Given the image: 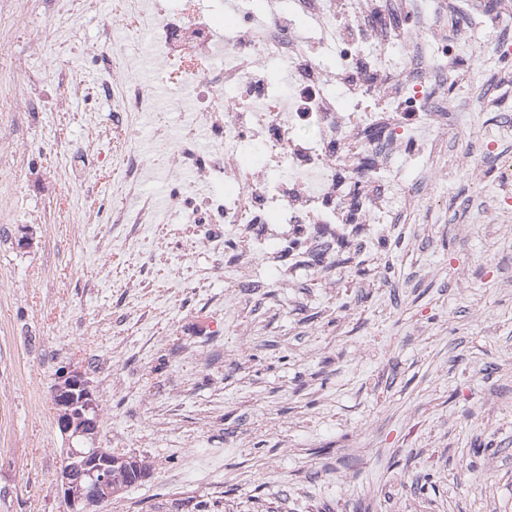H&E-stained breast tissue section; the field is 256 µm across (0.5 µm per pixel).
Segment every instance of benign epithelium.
Wrapping results in <instances>:
<instances>
[{"mask_svg": "<svg viewBox=\"0 0 512 512\" xmlns=\"http://www.w3.org/2000/svg\"><path fill=\"white\" fill-rule=\"evenodd\" d=\"M89 392L82 370L69 367L58 377L53 392V403L59 430L73 440H92L96 431H73L64 416L73 408H91ZM59 493L68 506V512H101V506L112 499V473L107 453L100 448L66 449V461L58 484Z\"/></svg>", "mask_w": 512, "mask_h": 512, "instance_id": "benign-epithelium-1", "label": "benign epithelium"}]
</instances>
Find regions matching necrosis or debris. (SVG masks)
<instances>
[{
  "mask_svg": "<svg viewBox=\"0 0 512 512\" xmlns=\"http://www.w3.org/2000/svg\"><path fill=\"white\" fill-rule=\"evenodd\" d=\"M208 2L114 0L95 85L58 74L52 106L111 101L125 141L111 223L167 212L199 232L217 274L226 224L239 227L245 255L277 264L337 225L388 223L387 177L436 154L449 110L475 109L456 77L459 48L512 58V20L485 0H231L225 32ZM147 60L157 82L137 78ZM141 116L157 145L148 156ZM159 170L176 178L162 204L137 193Z\"/></svg>",
  "mask_w": 512,
  "mask_h": 512,
  "instance_id": "1",
  "label": "necrosis or debris"
}]
</instances>
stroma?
<instances>
[{"label": "stroma", "instance_id": "obj_1", "mask_svg": "<svg viewBox=\"0 0 512 512\" xmlns=\"http://www.w3.org/2000/svg\"><path fill=\"white\" fill-rule=\"evenodd\" d=\"M110 9H76L42 51L0 29V50L34 82L50 61L92 76ZM456 68L492 104L426 160L422 192L384 183L398 223L341 254L312 241L286 274L257 263L245 290L232 225L217 280L175 225L84 223L86 202L112 209L115 134L80 152L81 113L106 101L0 112V512H66L68 365L99 405L97 447L149 469L103 512H512V211L493 212L512 155V86L493 78L512 59L466 48ZM80 390L82 393L79 400L76 391ZM87 392H89L88 385L81 369L68 367L61 372L58 377V382L55 385L52 399L56 409L58 428L70 442L73 440H93L95 437L97 428L85 432L80 429L71 434L73 426L64 419V416L69 414L70 410L73 408L83 406V410L85 411L91 408L89 401H87L89 398Z\"/></svg>", "mask_w": 512, "mask_h": 512}]
</instances>
